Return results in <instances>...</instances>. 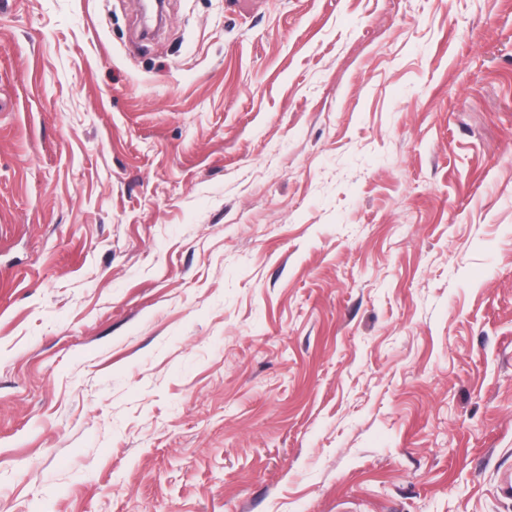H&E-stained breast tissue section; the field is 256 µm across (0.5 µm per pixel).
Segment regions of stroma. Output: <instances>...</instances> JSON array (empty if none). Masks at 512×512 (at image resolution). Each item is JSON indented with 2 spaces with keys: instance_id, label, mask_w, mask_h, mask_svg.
Wrapping results in <instances>:
<instances>
[{
  "instance_id": "obj_1",
  "label": "stroma",
  "mask_w": 512,
  "mask_h": 512,
  "mask_svg": "<svg viewBox=\"0 0 512 512\" xmlns=\"http://www.w3.org/2000/svg\"><path fill=\"white\" fill-rule=\"evenodd\" d=\"M0 7V512H512V0Z\"/></svg>"
}]
</instances>
